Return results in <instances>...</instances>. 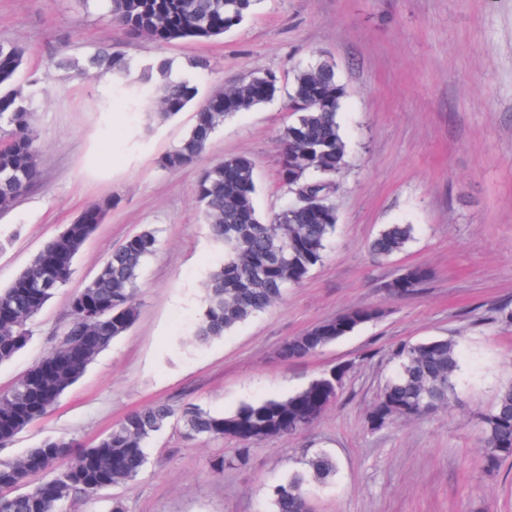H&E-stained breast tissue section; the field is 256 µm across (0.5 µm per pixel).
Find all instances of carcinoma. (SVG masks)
<instances>
[{
    "mask_svg": "<svg viewBox=\"0 0 512 512\" xmlns=\"http://www.w3.org/2000/svg\"><path fill=\"white\" fill-rule=\"evenodd\" d=\"M257 0H110L112 22L132 38L149 37L159 43L184 39H213L241 24ZM25 50L15 44H0V209L12 206L40 181L42 155L34 128L30 96L12 85L23 65ZM60 71L83 77L111 75L124 83L128 78L152 91L159 111L149 118L176 116L197 96L191 81L172 78V65L160 59L132 75L128 59L118 51H99L83 60L61 56L54 61ZM279 91L278 79L271 73H256L228 84L223 96L230 108L212 106L205 100L197 109L194 124L177 147L160 160L161 168L176 171L191 165L205 152L213 133L238 112H246L272 100ZM344 87L332 65L321 62L295 70L286 108L293 116L279 137L280 179L288 202L267 216L256 207L253 160L245 155L226 158L206 169L199 177L196 197L213 239L224 248V262L208 280L202 316L195 338L207 343L220 338L238 325L264 311L284 292L301 283L326 256L337 225L331 201L336 193V176L346 166L349 145L339 122ZM236 171L235 179H224V168ZM313 202L326 210L321 224H311L302 206ZM113 200H102L84 211L49 241L10 286L0 290V309L12 319L0 323V364L12 360L30 340L29 322L66 285L73 273V262L86 239ZM411 224H389L372 240L370 248L387 259L403 251L414 237ZM158 240L147 227L113 251L97 275L69 302L71 322L58 344L33 364L28 373L44 374L40 389L43 402L31 408L33 393L24 382L0 393V445L11 442L33 422L45 416L64 391L84 372L91 359L72 363L62 375L52 370L62 360L68 345L89 329L102 337L101 347L125 334L139 315L138 292L145 261L157 250ZM57 252L61 261L48 273L44 251ZM52 275L53 281L41 306L32 309L24 295V285ZM428 279L422 267L408 269L386 285L398 296L416 294ZM81 297H91L108 311L91 318L78 305ZM378 310L355 307L327 320L309 332L288 340L282 349L286 360H300L352 333L357 326L374 319ZM393 375L383 386L368 414V425L381 429L398 419H411L448 408L454 398V379L460 358L453 340L433 338L402 343L391 353ZM330 375H320L287 397H272L242 404L234 412L213 414L196 404L179 409L156 404L128 413L96 445L85 448L65 439H48L29 449L15 462L0 464V512H65L69 502L81 498L87 503L99 500V483L111 485L132 482L147 463L148 440L173 419L186 438L217 439L234 437L238 429L249 431L239 442L234 456L222 458L218 469L246 466L254 447L279 436L293 435L312 427L321 413L297 412L288 418V428L280 426L282 413L306 391L317 387ZM483 461L489 468L512 459V382L498 390L491 409L480 418ZM121 456L124 467L114 470L111 459ZM40 474L43 482L57 486L58 495L46 500L41 484L30 481ZM336 475V460L318 451L302 462V467L285 474L270 490L266 512H312L314 490Z\"/></svg>",
    "mask_w": 512,
    "mask_h": 512,
    "instance_id": "carcinoma-1",
    "label": "carcinoma"
}]
</instances>
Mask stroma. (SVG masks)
Here are the masks:
<instances>
[{
	"mask_svg": "<svg viewBox=\"0 0 512 512\" xmlns=\"http://www.w3.org/2000/svg\"><path fill=\"white\" fill-rule=\"evenodd\" d=\"M108 0H0V42L27 50L16 77L31 96L43 154L42 185L0 211V289L90 205L114 206L84 243L73 274L31 322V339L0 364V390L16 384L70 323V296L105 258L145 227L159 245L142 270L140 312L93 359L44 418L0 447L12 462L44 440L95 445L136 409L194 403L222 415L288 395L336 365H349L338 399L310 429L267 439L242 468L215 470L238 443L189 440L176 424L150 440L148 462L129 485L67 512H263L269 487L324 450L338 472L315 491L314 512H512V462L489 471L479 417L512 381V327L493 311L512 307V0H258L223 37L158 43L131 38ZM109 47L133 68L165 58L200 96L256 72L274 73L281 96L225 121L201 158L175 172L160 158L194 121V107L145 127L143 107L111 76L73 79L49 71L66 53ZM202 57L209 70L190 72ZM326 61L345 89L339 114L348 164L332 199L338 223L324 261L266 311L220 339L194 331L204 286L223 252L196 201L201 171L227 157L255 162L256 205L288 199L277 137L291 120L284 93L297 66ZM416 228L406 249L382 260L369 244L387 224ZM422 266L429 278L409 297L387 285ZM359 306L377 319L316 354L280 358L288 339ZM444 337L462 367L447 409L371 429L367 414L394 371L392 348Z\"/></svg>",
	"mask_w": 512,
	"mask_h": 512,
	"instance_id": "1",
	"label": "stroma"
}]
</instances>
